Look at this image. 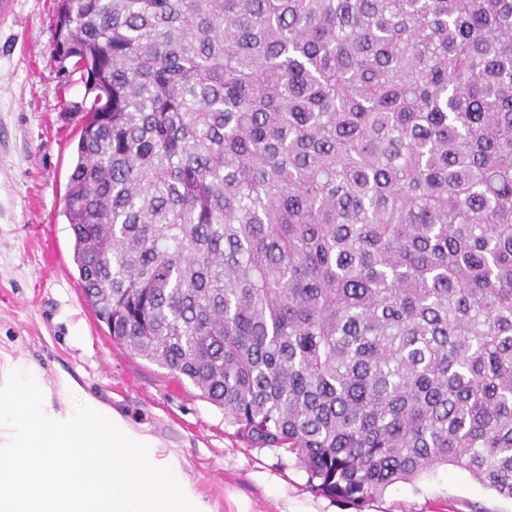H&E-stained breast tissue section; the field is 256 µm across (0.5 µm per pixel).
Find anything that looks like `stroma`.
<instances>
[{
    "label": "stroma",
    "instance_id": "stroma-1",
    "mask_svg": "<svg viewBox=\"0 0 512 512\" xmlns=\"http://www.w3.org/2000/svg\"><path fill=\"white\" fill-rule=\"evenodd\" d=\"M0 23V350L58 373L175 449L214 512H512L440 465L361 506L313 491L294 455L254 448L188 379L117 345L85 300L63 214L85 86L52 53L53 0H15Z\"/></svg>",
    "mask_w": 512,
    "mask_h": 512
}]
</instances>
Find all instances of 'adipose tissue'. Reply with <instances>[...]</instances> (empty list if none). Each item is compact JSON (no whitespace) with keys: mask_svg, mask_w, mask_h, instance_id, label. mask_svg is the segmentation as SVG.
Listing matches in <instances>:
<instances>
[{"mask_svg":"<svg viewBox=\"0 0 512 512\" xmlns=\"http://www.w3.org/2000/svg\"><path fill=\"white\" fill-rule=\"evenodd\" d=\"M0 351V512H212L163 440Z\"/></svg>","mask_w":512,"mask_h":512,"instance_id":"adipose-tissue-1","label":"adipose tissue"}]
</instances>
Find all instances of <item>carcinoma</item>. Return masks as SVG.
<instances>
[{"instance_id":"obj_1","label":"carcinoma","mask_w":512,"mask_h":512,"mask_svg":"<svg viewBox=\"0 0 512 512\" xmlns=\"http://www.w3.org/2000/svg\"><path fill=\"white\" fill-rule=\"evenodd\" d=\"M112 341L354 506L512 498V0H54Z\"/></svg>"}]
</instances>
